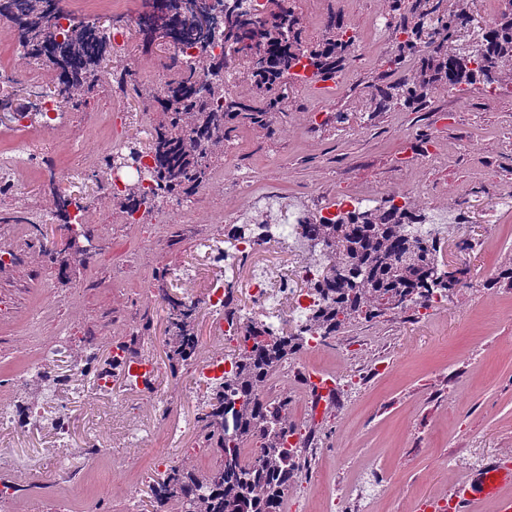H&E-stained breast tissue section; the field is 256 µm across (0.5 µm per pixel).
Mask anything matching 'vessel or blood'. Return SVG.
<instances>
[{"label": "vessel or blood", "mask_w": 512, "mask_h": 512, "mask_svg": "<svg viewBox=\"0 0 512 512\" xmlns=\"http://www.w3.org/2000/svg\"><path fill=\"white\" fill-rule=\"evenodd\" d=\"M483 502L492 503L494 512H512V463H490L458 482L445 500L449 512H473Z\"/></svg>", "instance_id": "obj_1"}]
</instances>
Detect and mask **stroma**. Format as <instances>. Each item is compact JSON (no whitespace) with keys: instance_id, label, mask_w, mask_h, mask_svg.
I'll list each match as a JSON object with an SVG mask.
<instances>
[{"instance_id":"35a3bbf8","label":"stroma","mask_w":512,"mask_h":512,"mask_svg":"<svg viewBox=\"0 0 512 512\" xmlns=\"http://www.w3.org/2000/svg\"><path fill=\"white\" fill-rule=\"evenodd\" d=\"M294 6L306 40L314 42L329 16L363 25L382 10L383 0H294ZM101 19L124 32L113 42L106 66L117 69L135 58L138 89L152 87L153 76L169 61L164 42L139 52L138 29L127 25L125 13L106 12ZM368 44L331 103L321 104L316 91L296 82L281 120L267 130L235 132L223 154L213 158L190 213L156 210L142 223L128 224L98 169H75L68 180L38 170L18 173V194L0 198V250L14 254L0 264V399L25 408L40 383L29 364L65 336L70 347L57 354V375L89 363L112 375L109 396L91 384L75 407V442H82L87 420L104 402L113 409L106 424L108 449L97 468L78 480L61 477L47 460L28 469L0 463V482L40 488L36 497L19 498L13 512H58L67 504L81 512H152L149 485L164 474L158 457L187 463L202 475L212 470L215 457L203 449L200 417L214 383L170 369L164 297L201 299L219 281L242 312H249L251 265L286 268L287 246L269 243L240 268L220 270L207 262L205 242L227 237L232 227L225 216L260 208L271 189L301 203L306 213L323 215L339 211L348 194L370 193L381 203L418 185L414 203L421 212L448 206L459 222V233L441 243L445 270H467L432 307L352 319L320 346H304L267 379L265 395L287 398L288 415L309 450L284 512H323L330 497L336 512H421L422 504L443 497L492 458H512V284L488 276L489 269L512 267V209L492 206L498 193L512 188V148L505 144L512 133V82L491 95L471 89L463 110L443 88L424 106L397 104L372 114L363 109L368 83L404 78L417 58L409 56L402 69L390 73L382 35L371 34ZM52 83L48 70L40 82L31 81L16 29H1L0 97H9L14 109L0 111V150L18 137L64 170L74 168L78 153L100 152L112 127L141 138L161 119L137 90L122 92L107 83L77 93L55 130H46L44 115H17V107ZM316 109L321 115L314 124L310 116ZM341 112L348 122H338ZM427 139L439 147L431 159L421 155ZM228 163L250 177L249 191L225 183ZM54 185L81 203L80 233L57 221L30 223L35 213L53 210ZM161 224L172 230L157 244L150 232ZM119 346L126 347L130 362L157 363L150 381L113 367ZM300 366L336 379L322 413L312 411L310 386L296 372ZM151 390L168 398V411L151 418L140 445L129 447L122 422ZM175 426L181 438L173 448L167 435Z\"/></svg>"}]
</instances>
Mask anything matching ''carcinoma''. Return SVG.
<instances>
[{
  "instance_id": "cac0c4a2",
  "label": "carcinoma",
  "mask_w": 512,
  "mask_h": 512,
  "mask_svg": "<svg viewBox=\"0 0 512 512\" xmlns=\"http://www.w3.org/2000/svg\"><path fill=\"white\" fill-rule=\"evenodd\" d=\"M0 14L12 17L24 54L52 71L56 96L68 101L75 92L102 83L103 63L111 40L99 19H76L62 31L57 0H0ZM277 11L258 18L224 4V54L206 61L207 75L190 62L172 57L163 83L148 92L163 119L151 129L149 155L155 166L159 190L183 198L195 195L209 177L210 160L224 151V142L241 127L270 128L285 112L289 80L304 71L306 77L334 81L353 58L347 24L331 20L326 34L309 43L303 38L300 19L284 0H275ZM384 0L392 24L393 51L388 64L404 66L412 51L422 48L410 77L396 82H374L367 97L368 112H381L393 104H426L441 88L484 85L512 80V0L491 21L475 23V0ZM182 0H155L148 18L165 14L173 22L171 44L191 38L206 48L209 33L185 20ZM233 65L234 76L246 74L252 87L249 98L233 94L224 84V66ZM55 212L69 223V207L79 206L54 189ZM120 210L151 209L154 199L128 188L118 199ZM417 218L411 208L393 204L364 211H348L332 218L308 216L301 225L306 238L328 242L332 272L318 277L316 292L326 303L312 309L308 323L293 332L276 335L251 319H244L224 300V319L244 326L245 340L238 345L231 370L212 389L210 410L202 414L209 446L220 455L218 467L199 475L185 466H171L165 478L150 485L163 507L170 501L181 512H283L285 491L305 470L306 449L286 446L297 429L288 421V400H270L263 386L292 355L304 347L313 331L334 336L348 321L373 319L383 306L407 309L431 293L448 291V280L434 279L439 266V239L408 237L403 226ZM170 359L178 364L195 354L193 332L196 307L168 299ZM235 427L224 429V414Z\"/></svg>"
}]
</instances>
